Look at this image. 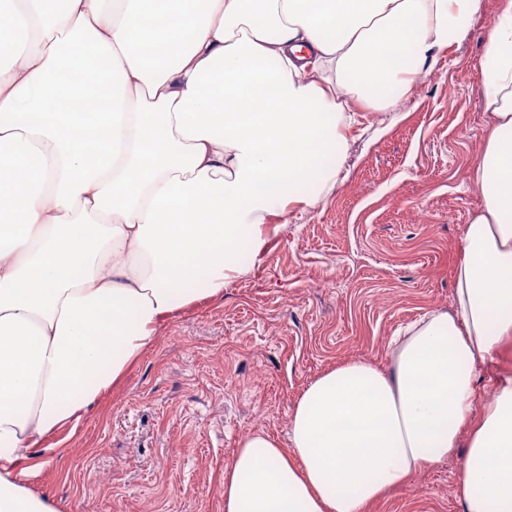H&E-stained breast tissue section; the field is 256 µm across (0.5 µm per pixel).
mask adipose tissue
<instances>
[{
    "label": "adipose tissue",
    "mask_w": 512,
    "mask_h": 512,
    "mask_svg": "<svg viewBox=\"0 0 512 512\" xmlns=\"http://www.w3.org/2000/svg\"><path fill=\"white\" fill-rule=\"evenodd\" d=\"M482 0H10L0 8V512H56L21 461L77 427L176 314L220 299L269 220L325 201L352 106L392 111ZM482 68L451 310L304 391L289 442L245 434L224 512H368L448 458L463 512H512V6ZM476 406L480 407L493 396L498 383L512 380V345L503 347L493 363L479 367L476 371Z\"/></svg>",
    "instance_id": "ef3b65f1"
}]
</instances>
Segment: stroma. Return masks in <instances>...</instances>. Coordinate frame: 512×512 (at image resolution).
I'll return each mask as SVG.
<instances>
[{"label": "stroma", "mask_w": 512, "mask_h": 512, "mask_svg": "<svg viewBox=\"0 0 512 512\" xmlns=\"http://www.w3.org/2000/svg\"><path fill=\"white\" fill-rule=\"evenodd\" d=\"M482 9L428 61L394 111H358L327 200L269 233L219 300L181 310L75 430L29 449L30 488L57 512H224V471L245 433L287 442L302 393L349 360L388 362L395 334L450 309L482 198L473 171L493 122ZM381 121L386 131L373 136ZM512 380V345L476 371V401ZM459 459L415 474L369 512H463Z\"/></svg>", "instance_id": "35a3bbf8"}]
</instances>
